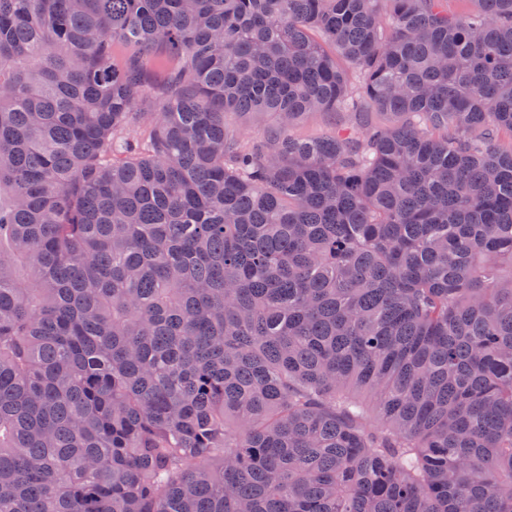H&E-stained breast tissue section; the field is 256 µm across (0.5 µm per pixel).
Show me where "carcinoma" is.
<instances>
[{"label":"carcinoma","mask_w":512,"mask_h":512,"mask_svg":"<svg viewBox=\"0 0 512 512\" xmlns=\"http://www.w3.org/2000/svg\"><path fill=\"white\" fill-rule=\"evenodd\" d=\"M468 2L0 0V512H512V0ZM228 122L232 127L239 130L245 138L256 139L276 122V118L270 113H261L246 119L229 115ZM335 123V117L329 114L316 113L299 122L296 133L303 137L319 136L329 132Z\"/></svg>","instance_id":"obj_1"}]
</instances>
